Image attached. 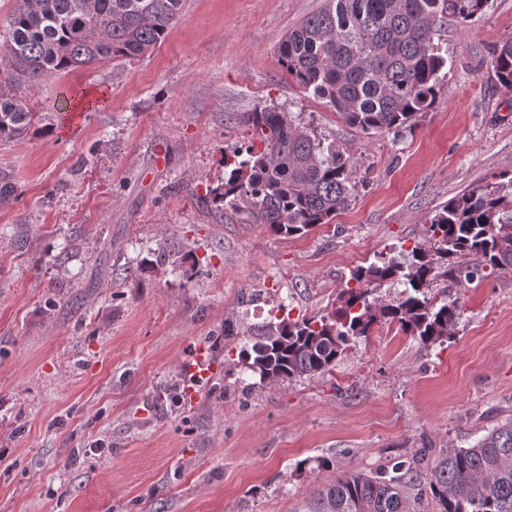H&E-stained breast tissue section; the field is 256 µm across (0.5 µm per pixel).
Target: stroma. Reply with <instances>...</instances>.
<instances>
[{
    "instance_id": "1",
    "label": "stroma",
    "mask_w": 512,
    "mask_h": 512,
    "mask_svg": "<svg viewBox=\"0 0 512 512\" xmlns=\"http://www.w3.org/2000/svg\"><path fill=\"white\" fill-rule=\"evenodd\" d=\"M324 5L186 0L148 55L26 91L31 128L0 141L16 187L0 200V512H297L346 470L470 446L512 414L510 271L449 288L465 313L443 345L371 335L332 373L277 384L242 365L250 332L328 314L353 267L423 242L448 199L512 174V90L490 67L512 0L434 32L447 75L398 137L349 127L280 65ZM264 105L354 157L355 201L303 236L205 204ZM201 347L216 371L191 404L179 366Z\"/></svg>"
}]
</instances>
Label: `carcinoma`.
<instances>
[{
    "label": "carcinoma",
    "instance_id": "cac0c4a2",
    "mask_svg": "<svg viewBox=\"0 0 512 512\" xmlns=\"http://www.w3.org/2000/svg\"><path fill=\"white\" fill-rule=\"evenodd\" d=\"M185 0H16L0 22V140L22 137L33 113L22 89L78 66L144 56L180 18ZM490 0H327L289 31L281 63L305 91L326 101L365 135L412 129L436 102L448 57L434 28L465 24ZM512 89V40L491 61ZM246 157L224 161L215 209L244 211L276 235L302 236L330 223L355 199L353 157L297 122L262 106L247 117ZM512 270V176L451 198L425 224V239L403 260L379 254L350 271L327 315L268 322L244 352L246 367L283 382L331 371L353 339L394 324L424 346L454 338L458 301L430 297L439 282L464 288L485 269ZM402 284L393 298L376 295ZM430 497L436 512H512V416L467 448H421L369 473L348 470L316 490L302 512H415Z\"/></svg>",
    "mask_w": 512,
    "mask_h": 512
}]
</instances>
